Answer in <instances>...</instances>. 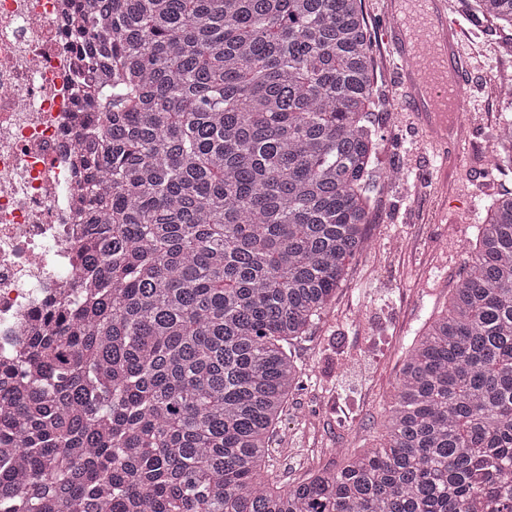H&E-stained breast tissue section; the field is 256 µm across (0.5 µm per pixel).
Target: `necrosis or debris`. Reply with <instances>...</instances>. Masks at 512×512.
<instances>
[{"label": "necrosis or debris", "instance_id": "4bbe7bcc", "mask_svg": "<svg viewBox=\"0 0 512 512\" xmlns=\"http://www.w3.org/2000/svg\"><path fill=\"white\" fill-rule=\"evenodd\" d=\"M78 0H0V354L76 287Z\"/></svg>", "mask_w": 512, "mask_h": 512}]
</instances>
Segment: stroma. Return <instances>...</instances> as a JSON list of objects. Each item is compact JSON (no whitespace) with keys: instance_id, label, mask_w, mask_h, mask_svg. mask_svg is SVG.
I'll list each match as a JSON object with an SVG mask.
<instances>
[{"instance_id":"35a3bbf8","label":"stroma","mask_w":512,"mask_h":512,"mask_svg":"<svg viewBox=\"0 0 512 512\" xmlns=\"http://www.w3.org/2000/svg\"><path fill=\"white\" fill-rule=\"evenodd\" d=\"M465 28L473 69L465 87L471 120L461 169L444 177L441 159L407 112L397 80L398 60L384 40L382 0H364L382 102L374 117L381 164L405 179L384 187L367 233L373 245L349 260L346 282L325 317L294 348L303 383L288 402L275 438L270 480L286 486L314 469L340 466L369 448L381 404L393 392L403 353L425 321L444 306L474 240L484 205L500 180L491 171L496 127L489 119L507 101L488 90L512 79L501 67L498 33L481 31L464 0H448Z\"/></svg>"}]
</instances>
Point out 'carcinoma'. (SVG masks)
I'll list each match as a JSON object with an SVG mask.
<instances>
[{
    "instance_id": "obj_1",
    "label": "carcinoma",
    "mask_w": 512,
    "mask_h": 512,
    "mask_svg": "<svg viewBox=\"0 0 512 512\" xmlns=\"http://www.w3.org/2000/svg\"><path fill=\"white\" fill-rule=\"evenodd\" d=\"M80 287L0 372V512H512V190L408 347L379 443L269 482L290 346L370 247L362 0H84ZM512 29V0H474ZM494 168L512 176V114Z\"/></svg>"
}]
</instances>
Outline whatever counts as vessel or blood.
<instances>
[{"instance_id": "vessel-or-blood-1", "label": "vessel or blood", "mask_w": 512, "mask_h": 512, "mask_svg": "<svg viewBox=\"0 0 512 512\" xmlns=\"http://www.w3.org/2000/svg\"><path fill=\"white\" fill-rule=\"evenodd\" d=\"M385 38L402 63L405 103L441 153L444 165H458L463 141H448L436 118L460 119L470 61L462 49L463 28L448 14L446 0H389Z\"/></svg>"}]
</instances>
